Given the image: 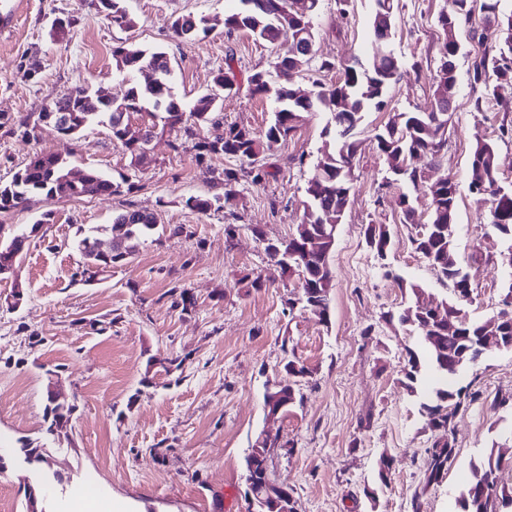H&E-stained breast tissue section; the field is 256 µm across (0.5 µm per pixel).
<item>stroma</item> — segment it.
Segmentation results:
<instances>
[{
  "label": "stroma",
  "mask_w": 512,
  "mask_h": 512,
  "mask_svg": "<svg viewBox=\"0 0 512 512\" xmlns=\"http://www.w3.org/2000/svg\"><path fill=\"white\" fill-rule=\"evenodd\" d=\"M28 2L15 28L0 32V117L7 121L0 128V183L33 153L46 152L113 180L130 177L136 188L52 201L36 196L0 213L5 230L33 233L14 277L0 280V512H26L30 483L52 486L43 512H70L88 500L103 512H249L243 461L266 436L279 443L270 475L291 490L296 512H456L472 462L512 431V408L492 404L495 396L512 395V351L489 352L464 372L463 381L481 397L454 419L453 466L442 482L427 484L425 450L438 435L420 413V395L401 383L406 352L420 350L421 342L397 317L409 285L439 300L452 290L412 245L428 221L427 197L415 204L417 223H402L396 200L404 187L388 183L374 138L391 113L430 109L442 46L437 18L450 0H397L394 34L385 42L372 32L374 0H350L343 14L336 0H322L318 56L365 64L390 50L400 64L387 110L365 113L356 135L353 191L336 229L324 320L297 305L298 276L260 288L249 280L267 272L266 240L288 239L302 221L329 113H306L287 138L264 142L262 155L278 166L276 178L240 183L230 194L216 177L231 160L197 162L191 147L175 148L173 131L154 138L150 163L134 169L107 127L77 138L45 124L31 137L17 129L19 119L38 115L77 86H102L121 99L127 83L113 72L112 49L127 41L168 53L174 91L188 105L211 89L233 56L242 87L224 99L220 115L260 134L278 104L250 95L244 83L290 56V41L268 45L247 31L226 34L224 17L238 0H125L136 20L130 30L113 28L93 0ZM188 14L208 19L207 37L191 43L173 37V20ZM58 17L75 21L63 41L49 34ZM482 28L477 12L458 31L457 110L438 162L419 164L426 180L449 177L458 186L455 238L471 276L466 309L479 321L496 315L512 288V269L499 256L507 242L468 192L469 158L480 140L496 143L500 179L512 186V138L500 135L501 126L512 127V111L471 106L472 62L481 46L472 33ZM191 196L219 202L198 213L185 205ZM132 209L156 213L152 236L95 281L73 282L83 263L75 247L82 230L112 224ZM46 213L51 220L44 225ZM231 222L237 231L228 248L224 227ZM370 224L390 234L386 260L365 242ZM178 225L185 234L172 235ZM388 269L394 278L385 277ZM175 288L187 290L193 307H173ZM176 356L183 359L180 370L167 372V359ZM291 358L307 368L297 382L301 400L267 421L266 392L287 381L283 366ZM50 368L59 373L61 396L76 407L66 438L46 442L62 473L58 481L16 453L20 441L43 440ZM384 458L390 471L383 483Z\"/></svg>",
  "instance_id": "35a3bbf8"
}]
</instances>
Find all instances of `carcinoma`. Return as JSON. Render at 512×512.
Masks as SVG:
<instances>
[{"label": "carcinoma", "instance_id": "1", "mask_svg": "<svg viewBox=\"0 0 512 512\" xmlns=\"http://www.w3.org/2000/svg\"><path fill=\"white\" fill-rule=\"evenodd\" d=\"M239 11L224 18V28L230 34L236 30H247L263 42L274 45L286 38L296 47L297 56L288 57L275 64V72L256 71L248 77V90L253 96L274 95L280 104L273 120L258 136L252 129L236 123L226 124L218 118L221 95L229 96L239 86L233 69L220 70L213 83L222 85L220 94L200 96L193 107L186 110L174 93L169 79V59L160 49H146L135 44H120L113 48L112 58L116 71L128 82L125 95L114 100L99 112H83L80 98L86 92L76 87L50 102L56 110L67 113L74 121L71 136L77 137L95 125L109 127L112 142L130 155L131 160L143 163L147 160L150 142L158 132L168 129L182 133L192 143L197 162L203 163L215 156H224L239 162L236 168H226L219 173L218 184L230 191L241 182L261 184L276 176L275 167L263 161L262 139H284L297 128L302 114L328 112L334 121V136L325 142L321 156L313 164L307 182L308 201L302 223L286 241L290 257L270 259L271 265L281 275L298 271L303 275L302 297L304 307L327 318L329 291L332 282L330 254H311L304 260L305 234L332 235V227L322 223L324 212L333 214L332 223L337 224L344 216L351 197L352 170L357 153L356 134L364 113L381 112L388 107L387 92L396 80L400 65L393 54L374 57L366 65L356 60L340 64L316 56L314 19L320 9V0H239ZM97 6L105 8L106 17L113 27L130 30L136 26L135 19L126 10L123 0H97ZM484 29L499 33L498 42L490 53L475 58L472 78L478 95L472 99L473 108L479 110L483 104L496 101L504 111L508 103L496 94L497 84L502 80L512 81V12L506 13L502 0H484ZM395 0H375L372 21L376 36H391L394 28ZM471 0H450L449 9L438 17L440 27L458 32L460 26L470 21ZM171 29L176 38L187 42L209 33L207 19L193 16L176 18ZM453 35L442 44L440 64L436 74L433 102L427 111L395 112L388 123L376 135L377 149L383 157L387 170L410 187L409 192L399 195L401 223H416V209L412 193L422 190L414 162L428 158L437 160L444 146L436 137L440 95L456 84L457 58L460 48ZM303 59L319 71L342 70V78L335 84L322 87L309 96L296 94L289 85L290 69ZM151 66L162 75L160 83L142 85L135 79L137 72ZM143 118L138 128L130 125L132 115ZM210 127L209 134L197 136L195 127ZM480 181L485 186V195L476 198L489 204V221L497 233L512 240V187L500 184L498 152L494 143L477 142L469 160V183ZM127 191L134 189L129 179L115 182L94 167H79L59 157L37 152L19 169L8 183L0 185V213L26 204L30 197L42 195L50 200L117 194L122 185ZM430 212L426 224L415 238V251L452 288L454 299L441 300L438 305L449 314L461 315V334L448 333V325L434 326V321L423 307L425 292L416 285L411 286V298L399 313L398 321L415 328L426 347V361L418 354L406 349L407 365L404 368L403 385L417 392L422 374L429 371L435 383L423 394L420 411L426 424L439 432L441 438L426 449L425 467L427 482L438 481L448 465L453 462L454 448L447 435L451 432L452 418L467 404L480 398L477 391L468 387H455L461 372L453 366L439 372L435 364L441 357L466 351L483 335L482 322L471 319L461 307L469 299L470 275L459 261L455 240L445 229L456 223L458 188L455 181L436 191H426ZM155 229V218L145 210H128L118 215L112 230L119 234L112 237V252L105 255L98 249L100 228L92 227L78 241L77 247L85 259L83 269L77 274L93 277L99 269L112 268L125 262L132 254L134 242L149 236ZM275 442L264 438L255 441V447L245 457V472L249 481V493L255 499L264 497L269 480V461ZM512 456V446L502 444L490 452L485 459L473 466V481L465 486L457 499V512H512V492L499 488L496 470L506 456Z\"/></svg>", "mask_w": 512, "mask_h": 512}]
</instances>
